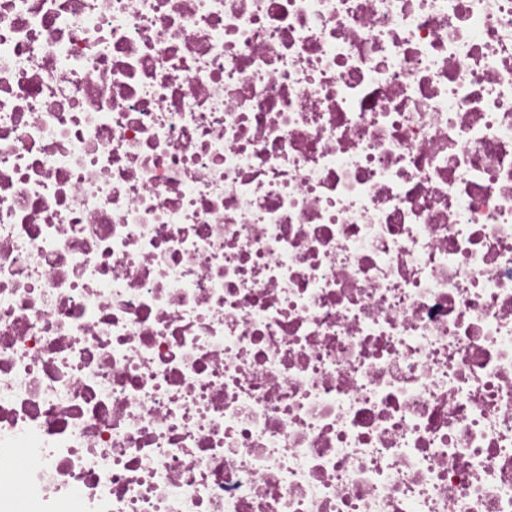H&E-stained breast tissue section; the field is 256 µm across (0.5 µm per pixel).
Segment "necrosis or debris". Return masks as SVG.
I'll return each instance as SVG.
<instances>
[{"instance_id":"4bbe7bcc","label":"necrosis or debris","mask_w":512,"mask_h":512,"mask_svg":"<svg viewBox=\"0 0 512 512\" xmlns=\"http://www.w3.org/2000/svg\"><path fill=\"white\" fill-rule=\"evenodd\" d=\"M0 512H512V0H0Z\"/></svg>"}]
</instances>
